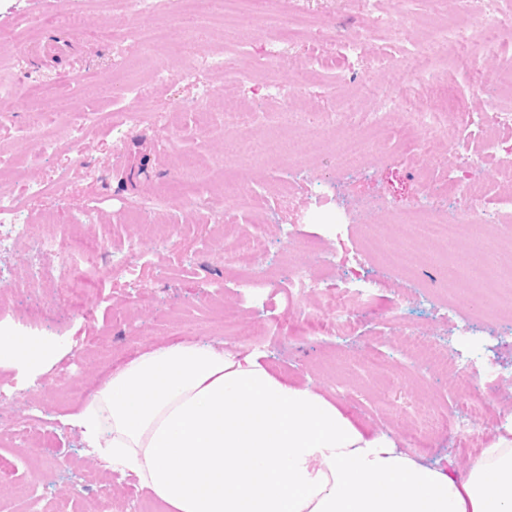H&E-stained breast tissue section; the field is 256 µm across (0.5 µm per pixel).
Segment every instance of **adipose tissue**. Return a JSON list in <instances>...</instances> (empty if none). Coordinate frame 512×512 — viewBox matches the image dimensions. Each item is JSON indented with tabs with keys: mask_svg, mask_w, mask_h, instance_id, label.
I'll use <instances>...</instances> for the list:
<instances>
[{
	"mask_svg": "<svg viewBox=\"0 0 512 512\" xmlns=\"http://www.w3.org/2000/svg\"><path fill=\"white\" fill-rule=\"evenodd\" d=\"M68 421L167 512H512L511 425L458 477L239 344L140 353Z\"/></svg>",
	"mask_w": 512,
	"mask_h": 512,
	"instance_id": "1",
	"label": "adipose tissue"
}]
</instances>
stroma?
I'll use <instances>...</instances> for the list:
<instances>
[{
    "label": "stroma",
    "mask_w": 512,
    "mask_h": 512,
    "mask_svg": "<svg viewBox=\"0 0 512 512\" xmlns=\"http://www.w3.org/2000/svg\"><path fill=\"white\" fill-rule=\"evenodd\" d=\"M303 7L310 23L299 27V37L287 47V63L261 67L254 50L273 34L266 25L256 27L249 44L240 41L235 18L194 29L189 53L173 41L155 39V32L172 27L182 14L179 0L151 13L138 12L125 0H78L72 25L56 21L42 0H0V155L14 163L8 180L47 188L44 195L24 199L21 223L44 235L69 225L86 240L134 245L139 257L136 281L112 274L101 260L73 292L56 286L59 257L44 258L46 274L36 284L28 279L25 246L6 257L14 287L0 304V333L42 338L58 353L39 374L0 363V392L43 419L41 453H31L21 433L0 440V461L10 469L9 486L0 487V512H99L104 505L112 512H138L142 506L163 512L145 490L128 488L124 476L99 484L93 471L103 457L62 419L136 353L176 340L203 338L258 349L276 374L340 403L350 417L394 437L424 463L449 459L456 474L470 461L459 450L463 423H470L484 444L512 424V316L484 318L456 304L441 264L456 249L483 257L487 242L512 235V211L488 207L486 220L453 244L415 240V249L429 260L407 274L392 271L381 253L364 249L371 233L387 247L406 235V228L392 221L395 210L457 209L460 201L448 191L457 174L448 143L484 134L475 126H452L436 139L432 153L409 150L400 142L407 127L404 110L382 109L364 86L400 81L395 65L405 58L412 70L431 68L441 76L440 85L428 92L410 86L416 106L481 113L491 103L512 113V90L481 84L480 72L492 68V61L468 65L474 50L492 41L491 31L476 23L469 42L428 51L427 29L435 17L455 19L454 0H441L435 12L429 0H406L401 35L384 23L395 0H304ZM108 23L137 49L120 77L128 87L124 93L101 78L112 66V44L102 35ZM351 40L360 45L354 55L345 50ZM13 41L23 43L21 57L12 54ZM218 51L247 78L236 83L218 71L203 73L214 97L208 105L213 123L201 132L191 107L196 88L176 74ZM39 83L53 84L65 107L43 127L34 126L26 94ZM273 85L294 86V107L301 112L336 111L341 94L351 89L361 95L349 100V108L386 111L384 125L370 133L378 147L363 156L362 171L349 174L340 165L341 148L355 135L350 128L316 129L300 144L282 133L284 161L225 154L227 139L246 136L261 144L272 136L268 126L256 122L225 123V101L244 104L250 112H278L284 103L270 93ZM132 104L146 111L167 107L165 124L146 121L134 129L96 124L68 159L36 154L41 137L69 145L72 114L121 111ZM187 154L196 157V165L183 167ZM217 165L243 177L255 199L252 210L225 204L224 184L211 176ZM59 182L65 185L60 195L53 191ZM178 182L201 185L208 204L159 205ZM133 202L143 207L139 215L128 212ZM166 224L181 226L182 234L163 245L159 238ZM251 234L264 239L270 271L265 290L250 297L242 288L246 265H227L216 256L232 237ZM292 237L318 247L322 261L289 250ZM283 263L308 267L314 278L332 284L347 268L365 272L372 301L348 335H338L316 314L318 296L292 302L291 286L277 271ZM412 334L447 345L457 367L477 379L487 401L481 419H474L470 398L449 392V373L421 368L405 353L401 339ZM68 366L76 367L74 378L44 385V378ZM429 411L455 427L439 429L419 446L417 421Z\"/></svg>",
    "instance_id": "obj_1"
}]
</instances>
